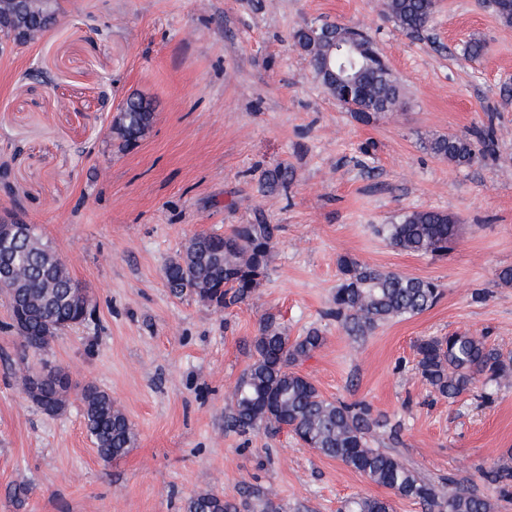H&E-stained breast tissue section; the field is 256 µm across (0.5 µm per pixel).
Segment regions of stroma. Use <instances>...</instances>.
Masks as SVG:
<instances>
[{"label":"stroma","instance_id":"35a3bbf8","mask_svg":"<svg viewBox=\"0 0 512 512\" xmlns=\"http://www.w3.org/2000/svg\"><path fill=\"white\" fill-rule=\"evenodd\" d=\"M56 25L0 53V217L37 225L63 253L96 315L23 355L0 297V512H185L212 492L251 512H338L352 496L388 491L289 433L225 425L228 394L250 361L258 322L289 336L319 329L298 364L331 400L362 401L399 442L377 445L422 478L486 492L481 471L512 465V380L449 401L420 377L416 344L466 333L512 353V26L489 0H435L430 25L408 35L385 0H58ZM359 27L402 86L401 110L357 121L310 76L293 29ZM473 39L479 58L463 48ZM154 121L118 148L112 120L130 95ZM465 135L478 151L454 166L427 139ZM289 167L287 194L263 178ZM416 209L453 216L448 256L399 251L380 225ZM277 225L267 276L229 310L172 296L162 268L195 233L223 234L255 214ZM441 285L422 314L346 335L326 315L337 260ZM63 366L75 386L64 412L32 404L25 370ZM95 383L136 441L104 462L77 389ZM29 494L12 497L16 485Z\"/></svg>","mask_w":512,"mask_h":512}]
</instances>
